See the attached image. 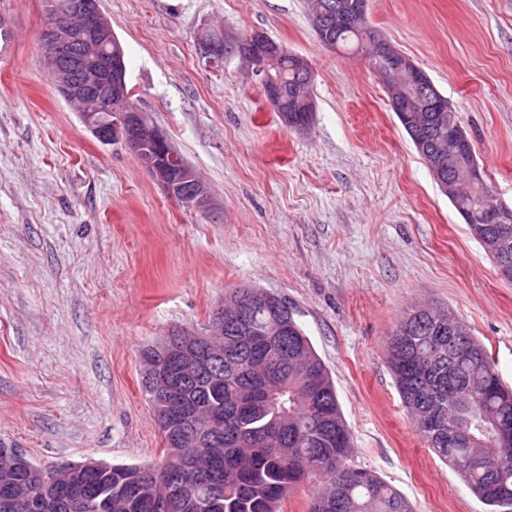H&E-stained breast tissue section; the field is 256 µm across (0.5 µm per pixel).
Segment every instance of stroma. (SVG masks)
<instances>
[{
    "mask_svg": "<svg viewBox=\"0 0 512 512\" xmlns=\"http://www.w3.org/2000/svg\"><path fill=\"white\" fill-rule=\"evenodd\" d=\"M136 106L216 207H180L56 92L41 0H0V448L33 462L156 465L141 354L207 331L237 288L293 308L350 429V466L414 512H485L426 448L386 363L419 304L448 311L512 388V282L471 235L365 64L317 40L309 0H100ZM368 20L455 108L485 180L512 206V0H370ZM255 30L309 62L315 112L284 126L238 58L199 33Z\"/></svg>",
    "mask_w": 512,
    "mask_h": 512,
    "instance_id": "stroma-1",
    "label": "stroma"
}]
</instances>
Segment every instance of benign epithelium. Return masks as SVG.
<instances>
[{
  "label": "benign epithelium",
  "mask_w": 512,
  "mask_h": 512,
  "mask_svg": "<svg viewBox=\"0 0 512 512\" xmlns=\"http://www.w3.org/2000/svg\"><path fill=\"white\" fill-rule=\"evenodd\" d=\"M200 42L206 49L209 63H221L226 45L231 55L240 59L258 81L266 84L270 79L268 67L272 60L288 54V49L256 34L241 36L232 31L215 40L209 30L200 33ZM65 44L76 45L75 52L66 60L61 59L60 49ZM379 63L372 72L379 83L399 99L401 93L390 84L391 75L398 74L402 82L423 79L418 67L385 36H373ZM39 50L43 61L55 77L59 94L70 104L82 109L81 118L86 128L102 144L120 143L140 158L160 182L164 191L182 207L202 213L213 209L211 194L195 170L185 163L167 133L149 116L132 105L131 92L126 82V67L122 49L112 33V24L101 11L98 0H71L66 9L50 16L44 23ZM465 139L462 129L455 131V138L448 150L433 146L424 138L418 139V148L429 160V167L445 195L459 197L482 180L478 165L470 162L456 168L457 174L447 177L445 172L456 156L453 144ZM179 175L184 190L176 194L171 189L174 175ZM487 250L496 256L500 275H509L512 258L503 253V244L486 234L480 236ZM215 324L204 334L187 330L171 331L165 340L143 360V381L156 399L164 404L163 430L167 447L184 448L188 444H218L208 430L188 426L191 417H198L201 406L189 405L184 399L186 386L199 380L218 388L222 383L221 372L215 370V353L211 348L224 347V306L215 309ZM111 468V465L89 459L82 464H67L65 481L48 488V492L29 500V512H46L48 493L67 500L70 507L78 509L86 497V484L80 478Z\"/></svg>",
  "instance_id": "benign-epithelium-1"
}]
</instances>
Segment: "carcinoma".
Returning a JSON list of instances; mask_svg holds the SVG:
<instances>
[{"label":"carcinoma","instance_id":"carcinoma-1","mask_svg":"<svg viewBox=\"0 0 512 512\" xmlns=\"http://www.w3.org/2000/svg\"><path fill=\"white\" fill-rule=\"evenodd\" d=\"M332 32L336 47L368 64L376 59L359 27L340 24ZM269 70L282 87L288 128L294 130L309 120L296 60L280 57ZM406 92L415 108L402 124L409 137L423 129L448 143V127L459 124L455 110L436 111L435 93L417 83L407 84ZM488 193L482 181L452 205L463 219L476 221L484 216ZM485 229L507 235L512 252V207ZM237 292L256 341L224 349V391L202 383L189 392L224 413L221 447L166 448L160 467L114 464L93 481L83 512H160L157 501L178 494L168 475L170 458L183 462V482L197 487L174 512H282L293 489L317 475L327 485L314 498L340 502L332 512H413L411 502L376 473L346 466L350 430L329 372L294 310L276 297L252 298L251 288ZM449 319L433 309L407 312L389 336L388 364L427 448L457 472L487 512H512V474L501 473L503 465H512V444L495 439L498 422L512 423V390L473 336L448 343ZM471 456L479 463L463 464ZM53 469L40 464L36 477L18 470L12 483L30 495Z\"/></svg>","mask_w":512,"mask_h":512}]
</instances>
